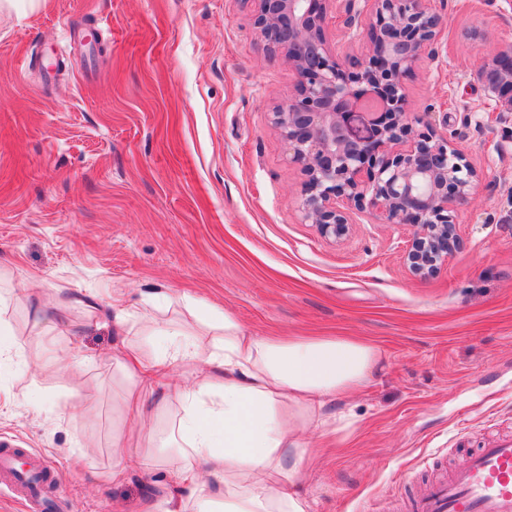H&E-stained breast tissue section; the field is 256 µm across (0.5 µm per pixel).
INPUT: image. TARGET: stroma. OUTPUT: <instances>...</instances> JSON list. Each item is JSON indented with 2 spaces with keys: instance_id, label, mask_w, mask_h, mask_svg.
<instances>
[{
  "instance_id": "35a3bbf8",
  "label": "stroma",
  "mask_w": 512,
  "mask_h": 512,
  "mask_svg": "<svg viewBox=\"0 0 512 512\" xmlns=\"http://www.w3.org/2000/svg\"><path fill=\"white\" fill-rule=\"evenodd\" d=\"M439 57L405 82L481 173L456 213L460 248L433 276L407 268L411 226L363 212L335 242L298 212L302 172L270 112L294 75L247 0H41L0 12V306L17 341L53 293L60 319L38 358L0 371V444L49 457L61 512H145L180 494L162 464L112 478V441L137 432L115 369L114 315L157 307L232 314L257 336H357L383 360L340 400L349 435L306 434L311 512H361L415 494L434 466L512 432V122L480 79L512 43V0H431ZM98 309L87 318L80 298ZM81 364L68 369L70 354Z\"/></svg>"
}]
</instances>
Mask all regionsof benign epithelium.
<instances>
[{
    "mask_svg": "<svg viewBox=\"0 0 512 512\" xmlns=\"http://www.w3.org/2000/svg\"><path fill=\"white\" fill-rule=\"evenodd\" d=\"M252 24L296 75L271 124L304 175L299 210L334 241L351 231L349 211L413 227L405 247L411 271L428 277L460 246L454 208L469 198L477 173L448 137L405 108L404 79L423 58L438 57L441 16L429 0H348L349 43L368 59L342 54L325 32L336 0H251ZM485 71L490 99L512 112V46Z\"/></svg>",
    "mask_w": 512,
    "mask_h": 512,
    "instance_id": "7a95c632",
    "label": "benign epithelium"
}]
</instances>
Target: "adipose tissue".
Returning <instances> with one entry per match:
<instances>
[{"instance_id": "adipose-tissue-1", "label": "adipose tissue", "mask_w": 512, "mask_h": 512, "mask_svg": "<svg viewBox=\"0 0 512 512\" xmlns=\"http://www.w3.org/2000/svg\"><path fill=\"white\" fill-rule=\"evenodd\" d=\"M156 322L147 311L115 319L152 333L157 346L119 356L130 385L180 406L173 447L189 492L151 512H309L305 434L350 428L348 415L328 407L371 376L380 351L354 337L261 338L228 313L201 333Z\"/></svg>"}]
</instances>
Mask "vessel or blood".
<instances>
[{"label":"vessel or blood","mask_w":512,"mask_h":512,"mask_svg":"<svg viewBox=\"0 0 512 512\" xmlns=\"http://www.w3.org/2000/svg\"><path fill=\"white\" fill-rule=\"evenodd\" d=\"M17 451L0 448V485L25 490L29 512H47L56 490L53 469L32 457L15 469ZM408 512H512V436L481 444L448 477L433 481L410 499Z\"/></svg>","instance_id":"obj_1"}]
</instances>
